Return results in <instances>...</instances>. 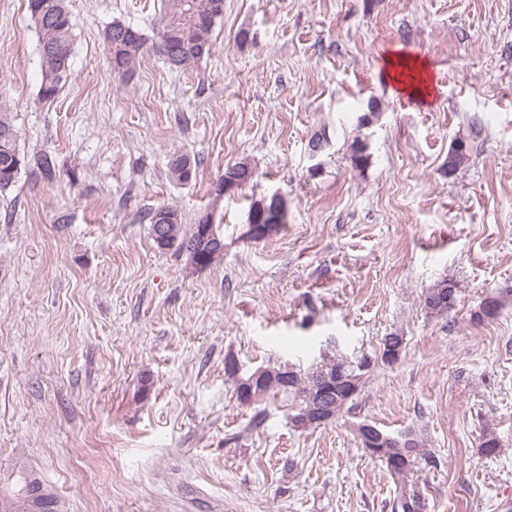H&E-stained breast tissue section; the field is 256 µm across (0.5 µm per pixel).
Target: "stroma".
I'll return each mask as SVG.
<instances>
[{
  "instance_id": "35a3bbf8",
  "label": "stroma",
  "mask_w": 512,
  "mask_h": 512,
  "mask_svg": "<svg viewBox=\"0 0 512 512\" xmlns=\"http://www.w3.org/2000/svg\"><path fill=\"white\" fill-rule=\"evenodd\" d=\"M67 7L69 69L44 101L27 2L0 0V102L21 152L58 164L53 184L24 171L0 192V478L32 467L62 512H391L397 482L355 438L368 423L426 439V512H498L512 300L478 311L512 287V0H224L193 71L148 51L126 83L103 32L156 41L161 0ZM395 52L426 62L429 97L396 92ZM174 151L204 157L190 182L171 180ZM240 161L253 180L214 200ZM275 192L285 228L248 240L250 204ZM162 205L187 224L212 211L222 260L201 271L158 249L142 216ZM443 279L458 293L440 319L423 292ZM390 334L399 361L371 366L325 427L295 430L282 393L240 404L225 373L357 362Z\"/></svg>"
}]
</instances>
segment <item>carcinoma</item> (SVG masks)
Listing matches in <instances>:
<instances>
[{"mask_svg":"<svg viewBox=\"0 0 512 512\" xmlns=\"http://www.w3.org/2000/svg\"><path fill=\"white\" fill-rule=\"evenodd\" d=\"M28 10L38 31L41 54V83L39 96L51 101L57 96L64 74L68 71L72 53L73 35L70 14L65 0H27ZM224 16V0H164L163 11L158 20L160 28L157 51L170 69L188 71L203 58L212 53V31L216 22ZM104 40L110 54L112 69L123 78L134 74L139 58L148 48L146 35L138 28L114 22L104 32ZM18 134L9 113L0 110V191L12 187L18 180L21 170H28L38 180L50 184L56 179V158L47 150L32 156L20 152ZM202 165L200 158L174 152L168 156V172L179 182L186 181L185 174L195 173ZM160 250H174L188 257L195 255L206 267L216 263L211 257L208 244L200 233V221L186 226L183 219L173 226L172 234L165 245H157ZM512 290L491 295L481 303L480 310L493 315L504 305L505 295ZM456 289L447 280L434 283L423 294L424 310L435 317L448 315L455 303ZM370 360L363 359L351 363L344 359H329L302 374L293 368H267L268 381L257 386L253 396L241 394L246 379L237 378L236 373L228 376L235 381V391L240 403L250 405L270 393H286L297 401L295 413L290 417L293 427L301 430L318 428L313 422L317 406L332 407L336 419L352 408L353 401L363 387L364 370ZM374 444L367 445L360 438L364 452L372 459L382 462L391 476L402 478L413 471L423 461L431 463L432 456L425 451L423 442L416 432L408 430L391 435L374 429ZM32 486L31 501L26 512H55V495L43 487L36 474L24 466L15 468L5 486L0 487V495ZM393 512H425V502L413 488L402 486L392 504Z\"/></svg>","mask_w":512,"mask_h":512,"instance_id":"cac0c4a2","label":"carcinoma"}]
</instances>
